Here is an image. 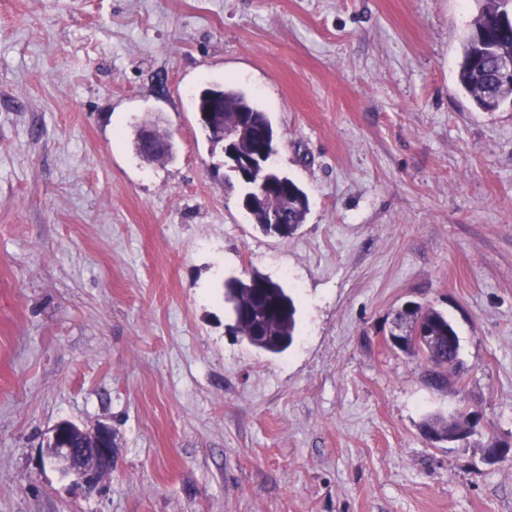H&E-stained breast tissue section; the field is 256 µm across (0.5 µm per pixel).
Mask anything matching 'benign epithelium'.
Returning a JSON list of instances; mask_svg holds the SVG:
<instances>
[{"instance_id": "7a95c632", "label": "benign epithelium", "mask_w": 512, "mask_h": 512, "mask_svg": "<svg viewBox=\"0 0 512 512\" xmlns=\"http://www.w3.org/2000/svg\"><path fill=\"white\" fill-rule=\"evenodd\" d=\"M224 141V158L233 168L251 165L257 180V193L267 194L275 186L267 180L272 170L275 149H260L252 154H242L233 147L238 145L239 130L235 126L221 133ZM144 147L155 157L168 158L176 146L173 140L156 136L153 128L142 130ZM42 462L57 468L62 475L71 477L86 490L92 491L100 480L112 472L115 442L112 428L99 424L92 430H84L70 421L58 422L43 441Z\"/></svg>"}]
</instances>
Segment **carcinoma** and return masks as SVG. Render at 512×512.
<instances>
[{"mask_svg": "<svg viewBox=\"0 0 512 512\" xmlns=\"http://www.w3.org/2000/svg\"><path fill=\"white\" fill-rule=\"evenodd\" d=\"M511 12L512 0H482L480 11L462 44L457 82L481 112H495L504 101L512 99V85L494 83L490 79L493 61L499 56L512 57V24L501 22V18ZM219 95L224 102V111L212 117L211 125L203 126L216 142H221L219 126L233 125L243 119L251 123L252 147L265 131L273 130L268 113L245 91L224 84ZM271 177L288 186L291 199L288 212H282L280 196L273 194L261 198L250 192L245 197L246 210L253 223L267 235L274 234L272 217L281 215L296 231L309 210L308 196L291 178L277 171ZM224 302L230 308L235 334L251 346L279 354L293 344L298 309L295 298L279 283L257 271L246 278H229L224 281ZM414 315L434 340L426 347L412 344L406 351L425 361L432 386L445 388L448 386V370L456 366V362L448 357V336L457 335L456 327L446 315L431 307L418 304ZM469 418L470 413L457 408L448 416L435 415L426 419L422 432L429 439L445 440L448 428L464 429L469 426Z\"/></svg>", "mask_w": 512, "mask_h": 512, "instance_id": "cac0c4a2", "label": "carcinoma"}]
</instances>
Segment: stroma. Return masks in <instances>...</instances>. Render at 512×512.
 <instances>
[{
	"label": "stroma",
	"instance_id": "35a3bbf8",
	"mask_svg": "<svg viewBox=\"0 0 512 512\" xmlns=\"http://www.w3.org/2000/svg\"><path fill=\"white\" fill-rule=\"evenodd\" d=\"M478 0H0V512H512V101L456 84ZM251 94L294 236L259 231L193 107ZM158 118L171 163L133 151ZM298 306L285 352L229 333L224 280ZM448 315L446 388L388 342ZM466 406L467 442L430 415ZM62 420L111 426L86 493L43 465ZM271 177L276 180L282 181L288 186V194L281 195L284 203L288 201V197L291 199V205L288 208V212L284 213L288 224V231L285 234L292 236L298 230L301 224L304 223L307 211L309 210V200L305 191L291 178L280 174L277 171L271 174ZM290 226H293L292 233L290 232ZM469 418L470 413L462 408H456L448 417L435 415L426 419L422 425V432L429 439H448V442L466 441L471 436H466L468 432H472L471 427H469L467 432L448 431V427L464 429L469 426Z\"/></svg>",
	"mask_w": 512,
	"mask_h": 512
}]
</instances>
